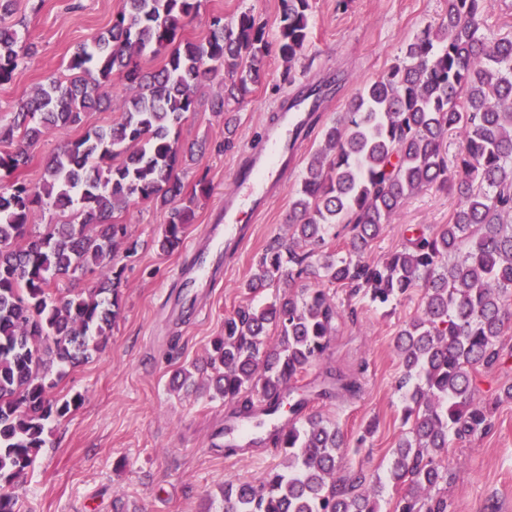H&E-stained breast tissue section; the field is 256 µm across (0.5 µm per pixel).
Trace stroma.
I'll return each mask as SVG.
<instances>
[{
    "label": "stroma",
    "instance_id": "35a3bbf8",
    "mask_svg": "<svg viewBox=\"0 0 512 512\" xmlns=\"http://www.w3.org/2000/svg\"><path fill=\"white\" fill-rule=\"evenodd\" d=\"M122 0H14L11 22L17 23L23 44L32 50L21 60L11 81L0 85V125L10 124L13 106L49 76L67 78V63L80 45L112 24ZM280 0H202L198 16L185 36H205L210 20L232 19L244 10L276 28ZM447 10V0H351L340 9L337 0H312V27L307 48L292 70L293 83H284L285 68L278 54L266 59L261 82L240 106L237 134L224 147V116L213 104L224 94L222 78L201 82L195 112L179 128L184 145L205 142L207 149L179 171L186 187L208 175L213 191L199 198L186 242L202 237L214 209L223 207L233 189L232 174L248 146L265 141L275 109L304 85L335 75L342 90L322 104L318 115L326 125L345 112L348 100L366 82L401 57L406 45ZM112 109L85 114L80 124L47 133L30 148V161L21 171L30 184H39L48 158L91 127L111 122L125 97L111 90ZM321 143L313 132L308 147L289 168L281 193L253 221L252 236L237 259L213 288L196 291L193 304L182 301L174 273L183 251L161 253L154 244L166 217L150 203H138L121 215L137 253L125 261L122 309L106 344L89 359L65 367L54 390L61 399L77 398L70 413L46 424V444L19 485V512H113L121 501L125 512H224L221 488L225 481L258 482L264 473L281 467L280 449L266 447L233 456L210 446L212 435L224 428L228 405L205 391L171 390L169 379L183 365L204 362L211 341L233 309L270 300L271 291L250 294L245 282L256 272V260L270 245L287 243L288 213L305 167ZM457 207L452 195L427 190L410 199L386 224L368 257L383 258L415 227L449 223ZM350 301L346 315L323 358L312 365L306 380L335 367L357 375L362 388L354 397L315 404L344 434L343 475L363 472L368 482L384 480L392 448L404 435V401L397 388L403 368L395 335L420 311L421 294L387 310L366 300ZM477 398L493 404L492 428L485 434L453 442L448 450L458 464L444 492L449 512H512V400L502 399L512 385V364L475 376Z\"/></svg>",
    "mask_w": 512,
    "mask_h": 512
}]
</instances>
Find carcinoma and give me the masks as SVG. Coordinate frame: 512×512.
Here are the masks:
<instances>
[{
    "instance_id": "carcinoma-1",
    "label": "carcinoma",
    "mask_w": 512,
    "mask_h": 512,
    "mask_svg": "<svg viewBox=\"0 0 512 512\" xmlns=\"http://www.w3.org/2000/svg\"><path fill=\"white\" fill-rule=\"evenodd\" d=\"M13 0H0V84L19 65L20 37L3 23ZM201 0H122L112 26L91 47L79 46L73 77L47 78L19 99L13 124L0 126V512H17L15 488L45 445L46 422L62 419L71 402L51 396L54 366L89 358L119 317L124 267L138 241L115 214L139 202L166 212L157 238L177 250L195 203L212 191L202 174L191 192L178 174L184 158L178 128L195 111L203 77L224 71L228 112L259 84L271 50L288 64L303 54L311 28L310 0H281L275 35L250 11L231 21L212 19L200 40L184 37ZM487 0H448V11L409 43L403 57L361 87L346 112L324 127L320 148L296 190L288 245L271 246L245 284L255 294L313 276L362 295L386 309L421 291V313L398 331L408 431L392 451L388 483L404 489L394 512H448L435 493L454 468L447 455L458 440L486 432L491 410L474 385L479 369L508 355L512 327V35L488 36ZM164 54L146 71L140 59ZM119 80L129 94L120 116L93 127L50 157L38 185L21 178L28 148L53 128L81 123L82 114L109 102ZM341 91L340 79L305 88L292 100L318 111L322 95ZM459 138L448 161V135ZM446 190L459 206L447 224L420 229L383 260H367L385 224L424 189ZM67 216L30 232L34 211ZM351 237L336 247V227ZM99 270L90 288L60 296L54 285L77 272ZM344 310L320 286L276 293L263 304L224 316L206 365L176 369L170 387H204L231 407L227 423L288 409L285 439L273 431L224 454L267 443L284 452L283 468L254 485L224 482V512H378L381 487L366 478L340 477L344 437L318 412L315 400L354 397L357 379L327 369L310 389L290 387L320 360Z\"/></svg>"
}]
</instances>
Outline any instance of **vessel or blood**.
<instances>
[{"label": "vessel or blood", "instance_id": "vessel-or-blood-1", "mask_svg": "<svg viewBox=\"0 0 512 512\" xmlns=\"http://www.w3.org/2000/svg\"><path fill=\"white\" fill-rule=\"evenodd\" d=\"M309 115L298 105L278 112L264 149L233 171L234 189L206 225L203 236L187 250L176 272L178 286H210L224 277L250 237L240 219L262 211L282 189V174L310 141Z\"/></svg>", "mask_w": 512, "mask_h": 512}]
</instances>
